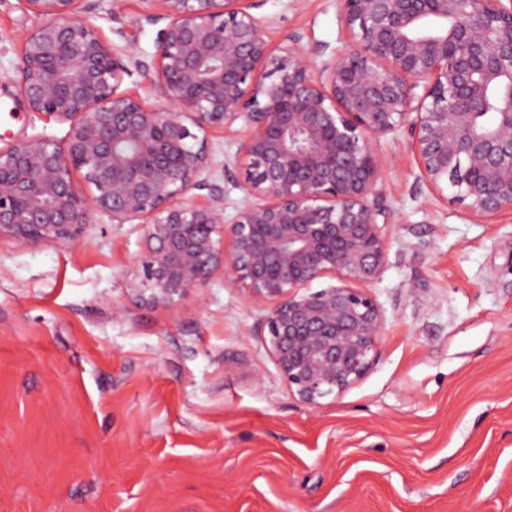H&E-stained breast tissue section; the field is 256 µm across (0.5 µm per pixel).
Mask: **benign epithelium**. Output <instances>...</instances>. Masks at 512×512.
Segmentation results:
<instances>
[{
	"mask_svg": "<svg viewBox=\"0 0 512 512\" xmlns=\"http://www.w3.org/2000/svg\"><path fill=\"white\" fill-rule=\"evenodd\" d=\"M23 2L40 22L17 95L68 129L0 145V235L71 244L96 212L143 221L127 290L168 307L223 270L267 303L262 333L307 405L357 381L385 329L371 293L392 219L381 138L404 130L423 182L462 212L512 214V0H339L352 49L324 60L296 33L272 49L258 0H143L167 20L153 89L168 108L121 90L145 64L88 24L83 0ZM217 128L245 165L229 220L199 137Z\"/></svg>",
	"mask_w": 512,
	"mask_h": 512,
	"instance_id": "benign-epithelium-1",
	"label": "benign epithelium"
}]
</instances>
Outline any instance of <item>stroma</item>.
Returning a JSON list of instances; mask_svg holds the SVG:
<instances>
[{
  "mask_svg": "<svg viewBox=\"0 0 512 512\" xmlns=\"http://www.w3.org/2000/svg\"><path fill=\"white\" fill-rule=\"evenodd\" d=\"M85 20L152 64L144 0ZM270 46L345 52L337 0H263ZM36 23L0 0V141L66 125L13 79ZM224 212L244 204L235 138L207 134ZM392 213L371 290L386 325L366 374L311 407L290 391L266 309L216 274L173 305L125 288L145 227L92 217L78 243L0 237V512H512V216L433 195L403 131L380 141ZM232 178H225V171Z\"/></svg>",
  "mask_w": 512,
  "mask_h": 512,
  "instance_id": "35a3bbf8",
  "label": "stroma"
}]
</instances>
